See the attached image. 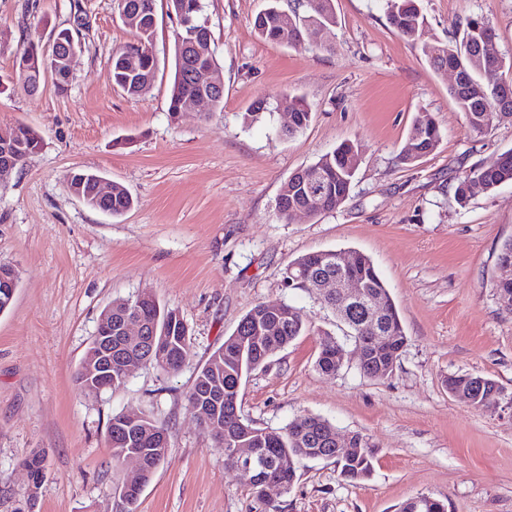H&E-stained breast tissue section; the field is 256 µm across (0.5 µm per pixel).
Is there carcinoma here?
<instances>
[{
  "mask_svg": "<svg viewBox=\"0 0 512 512\" xmlns=\"http://www.w3.org/2000/svg\"><path fill=\"white\" fill-rule=\"evenodd\" d=\"M122 7L130 12L131 21L128 25L135 29L140 40L139 46L129 49V52L138 55L140 72L137 75L130 74L121 60V55L117 54L112 58L110 74L113 83L124 93L130 97H140L151 87L147 80L148 72L156 68L154 58L139 54L154 38L156 26L152 25L149 18L156 14L155 0H123L117 3V8ZM166 7L176 16L186 13L191 20L190 27L181 29L183 37L188 36L189 29L206 24L202 16V0H166ZM304 7L303 14L295 10L290 12L281 8L279 0H271L270 7L255 19L257 33L268 41L295 45L300 39L309 38L314 32L336 24L333 0H305ZM386 12L390 24L412 43L420 38L426 28V18L418 0H386ZM487 28L488 22L481 18L466 19L461 42L469 44L470 54L457 56L448 52L442 56L430 57L431 66L438 72L450 68L463 69L466 81L462 86L450 89V95L461 111L465 112L470 126L475 130L484 122L490 126L497 123L495 109L504 91L503 85L487 79V72L491 69H498L502 73L512 71V59L506 58L498 45L488 47L483 42L482 34ZM211 70L218 71L214 52H200L193 44H187L183 59L176 61L169 111H178L185 98L200 90L203 86L202 77ZM291 109L294 120L285 130L288 136L306 128L311 120L310 108L303 99H294ZM10 132L17 144L13 163V167L17 169L40 147L41 138L34 129L25 125H16L10 128ZM410 138L414 139L415 154L402 153L400 160L405 164L413 163L436 150L441 140V132L429 114L421 113L413 123ZM353 148L354 144L343 143L305 167V170L317 174L326 185V193L319 199L302 193L293 181H286L279 194L284 201V208L278 210L280 219L288 221V209L292 206L306 207L317 215L333 211L344 203L349 197L355 174V170L347 165V157ZM501 157L500 164L495 167H474L459 177L455 196L460 205H466L473 197L471 182L475 177L480 178L487 194L504 184H512V150L504 152ZM109 204L112 215L119 216L131 209L133 198L125 188L117 184L112 188ZM292 264L314 273L352 275L360 279L370 295L378 298L384 305L385 323L391 327L386 333L388 343L383 348V355L357 362V368L363 376L375 378L379 361L384 356L399 360L407 337L398 312L393 310L395 304L391 294L368 256L357 254L355 265L344 272L336 266V255L331 250L303 254L292 261ZM133 315L146 322H156L160 329L175 327L173 346L166 360L160 362L149 355V349L145 346L127 347L114 341L112 362H117L123 356H134L165 372L181 369L190 357V338L180 331L179 323L172 322L174 310L161 306L155 296L148 292L142 293V299L134 305L126 301L112 304V318L121 319ZM341 320L348 327L347 337L353 343H365L375 339V334L369 329V321L366 320V308L351 309ZM272 325L277 327L275 338L284 346L302 335L307 328L298 311L283 316L265 312L257 304L241 318L235 331L212 354V358L218 357L224 363V373L221 376L224 400L220 408V431L214 440L218 447L226 450L229 448L226 441L229 435L246 430L257 434L255 447L260 449L261 465L258 466V478L251 483V489L258 498L261 497L263 483L267 481H277L283 484L285 490H290L296 478V463L299 458L316 452L336 455V443L333 440L335 427L319 416L306 417V425L300 431L291 422L280 429L268 430L255 427L238 412L240 389L236 388L237 378L265 363L264 350L260 349L259 344L267 337V327ZM338 347H342V343L335 337L327 334L321 338L316 361L320 370L336 367ZM210 384L209 375L204 369H198L194 384L186 396L188 405L192 407L209 395ZM136 451L147 459L140 475V480L146 484L164 460L168 447L144 439L137 444ZM372 459V449L364 447L361 453L341 462L340 474L349 481H364L372 472ZM117 481L121 500L127 505L128 512H134V506L139 499L135 487L126 485L125 478L121 476L117 477Z\"/></svg>",
  "mask_w": 512,
  "mask_h": 512,
  "instance_id": "obj_1",
  "label": "carcinoma"
}]
</instances>
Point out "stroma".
<instances>
[{
	"mask_svg": "<svg viewBox=\"0 0 512 512\" xmlns=\"http://www.w3.org/2000/svg\"><path fill=\"white\" fill-rule=\"evenodd\" d=\"M337 24L320 42L277 44L253 22L267 0H203L224 83V105L172 113L169 91L180 27L156 2V77L141 97L110 79L116 52L138 45L114 0H0V127L27 125L40 149L0 186V264L18 287L0 313V512H122L114 495L107 425L117 414L163 424L169 448L135 512H400L415 497L448 512H512V314L493 288L497 255L512 238V184L459 206L470 168L512 149V122L474 131L428 51L460 40L466 18L484 17L512 57V0H420L428 28L409 43L384 0H333ZM79 27L67 92L52 77L27 94L17 57L27 40ZM310 104L291 138L284 100ZM269 109L245 119L252 102ZM432 116L438 148L401 163L413 122ZM359 155L348 199L336 210L281 221L290 175L340 143ZM124 186L133 208L92 209L67 188L77 170ZM318 250L371 258L398 310L407 344L392 375L364 377L356 352L335 373L317 370L322 334L348 330L283 272ZM151 291L188 327L179 372L137 369L124 386L85 394L76 372L99 316L112 302ZM297 308L307 332L244 378L241 416L279 429L318 415L341 434L359 432L375 455L369 479H344L333 461L301 459L290 490L257 500L246 476L191 413L197 370L256 304ZM478 374L503 389L476 410L451 395V375ZM43 454L32 487L26 459Z\"/></svg>",
	"mask_w": 512,
	"mask_h": 512,
	"instance_id": "35a3bbf8",
	"label": "stroma"
}]
</instances>
